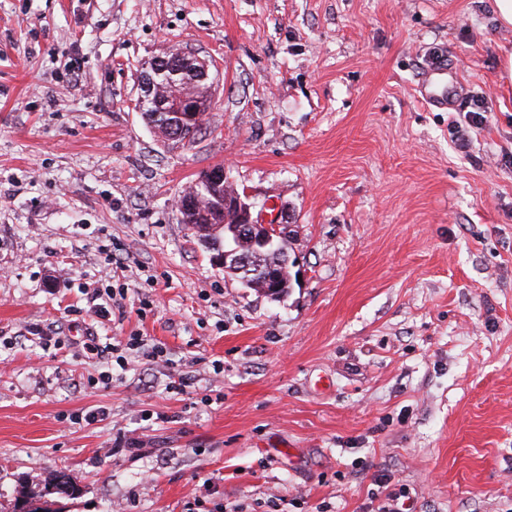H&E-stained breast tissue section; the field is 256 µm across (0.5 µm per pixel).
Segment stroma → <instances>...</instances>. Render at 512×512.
I'll use <instances>...</instances> for the list:
<instances>
[{"mask_svg": "<svg viewBox=\"0 0 512 512\" xmlns=\"http://www.w3.org/2000/svg\"><path fill=\"white\" fill-rule=\"evenodd\" d=\"M506 47L493 0H0V512L63 468V512H512ZM175 49L211 62L191 146L137 109ZM435 54L447 111L417 96ZM217 165L288 211L282 299L180 222ZM116 243L124 318L70 313ZM137 332L165 360L84 348Z\"/></svg>", "mask_w": 512, "mask_h": 512, "instance_id": "35a3bbf8", "label": "stroma"}]
</instances>
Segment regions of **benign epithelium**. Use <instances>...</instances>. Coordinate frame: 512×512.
Wrapping results in <instances>:
<instances>
[{"mask_svg": "<svg viewBox=\"0 0 512 512\" xmlns=\"http://www.w3.org/2000/svg\"><path fill=\"white\" fill-rule=\"evenodd\" d=\"M181 51H173L172 57H160L153 61L145 72L142 81V93L139 97L138 109L142 112H164L174 118L170 125L174 128H183L184 121L196 119L200 112L208 108L209 103L198 99L182 96L174 101H162L155 96L156 79L163 75L167 78L178 76L186 72L183 67ZM228 179L224 167L212 168L204 172L193 184L192 196L217 187ZM223 212L230 213L224 220V237L230 239L233 245L220 253L211 256L213 264L226 272L254 276L256 272L262 273V279L269 284L265 289L266 295L271 299H280L278 293V276L263 267L264 252L273 246L276 240L285 237L280 229L288 228V214L285 207L278 205L272 213L266 208L250 201L247 192L235 193L224 198Z\"/></svg>", "mask_w": 512, "mask_h": 512, "instance_id": "7a95c632", "label": "benign epithelium"}]
</instances>
